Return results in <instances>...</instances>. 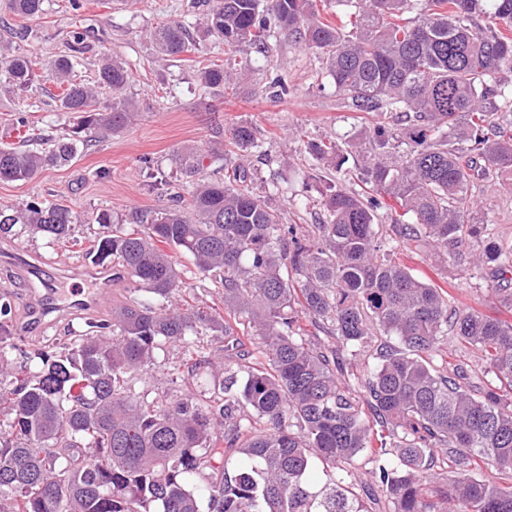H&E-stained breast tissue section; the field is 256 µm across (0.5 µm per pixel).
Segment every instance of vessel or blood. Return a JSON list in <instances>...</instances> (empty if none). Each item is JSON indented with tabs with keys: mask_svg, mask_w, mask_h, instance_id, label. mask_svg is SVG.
<instances>
[{
	"mask_svg": "<svg viewBox=\"0 0 512 512\" xmlns=\"http://www.w3.org/2000/svg\"><path fill=\"white\" fill-rule=\"evenodd\" d=\"M76 276L80 287L71 289L67 295H60L57 280H41L38 287L32 288L26 298L33 319L39 320L54 313L64 311L90 312L109 301L112 295V275L110 271L85 266Z\"/></svg>",
	"mask_w": 512,
	"mask_h": 512,
	"instance_id": "obj_1",
	"label": "vessel or blood"
}]
</instances>
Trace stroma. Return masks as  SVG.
<instances>
[{"instance_id":"35a3bbf8","label":"stroma","mask_w":512,"mask_h":512,"mask_svg":"<svg viewBox=\"0 0 512 512\" xmlns=\"http://www.w3.org/2000/svg\"><path fill=\"white\" fill-rule=\"evenodd\" d=\"M190 2L83 0V8L75 11L69 0H46L42 15L27 18L14 15L7 0H0V32L29 30L24 47L37 60L48 62L65 54L73 33L79 32L96 49L77 70L82 79L93 80L100 54L126 61L133 74L126 93L138 112L133 125L95 143L70 165L47 169L32 180L0 181V204L48 200L70 207L82 218L74 242L66 244H53L20 229L0 234V299L10 300L13 332L30 347L53 345L70 330L110 319L113 305L126 296L123 284H115L109 303L94 313L51 316L34 327L25 295L35 282V272L49 275L85 265L86 243L109 232L96 223L99 212L110 213L117 225L135 209L163 208L175 201L187 206L192 186L176 177L177 155L196 150L204 157L205 176H223L229 131L236 124L248 123L257 131L262 154L253 163L266 184L279 186L276 204L283 222L315 224L321 217L317 193L304 184L309 169L304 142L343 138L358 127L356 113L338 108L334 89L321 74L319 56L278 30L268 41V53L250 54L245 83L221 97L209 94L198 81L199 64L231 61L238 54L204 35ZM173 20L182 21L196 42L195 50L179 61L161 57L149 38L151 28ZM278 75L288 81L289 92L282 99L265 91ZM20 106L29 111L37 132L62 133L65 118L40 86H33ZM148 158L170 178L169 186L152 188L144 165ZM474 192L480 198L496 199L486 220L495 234L512 238V194H503L495 180L478 183ZM397 259L422 282L451 290L459 307L503 316L483 269L442 265L430 251L403 250Z\"/></svg>"}]
</instances>
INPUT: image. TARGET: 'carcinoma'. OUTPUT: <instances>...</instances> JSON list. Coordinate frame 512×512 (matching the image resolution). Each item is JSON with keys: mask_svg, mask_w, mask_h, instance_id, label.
<instances>
[{"mask_svg": "<svg viewBox=\"0 0 512 512\" xmlns=\"http://www.w3.org/2000/svg\"><path fill=\"white\" fill-rule=\"evenodd\" d=\"M44 0H9L22 16ZM332 21L324 12L332 5ZM205 34L264 54L274 30L322 59L340 108L383 120L344 145L311 139L306 153L335 169L356 158L364 188L351 191L319 168L308 172L325 220L285 224L256 192L254 128L231 133L224 178L200 177L204 158L179 157L194 185L186 209L130 214L128 226L96 238L91 262L112 258L129 297L112 320L53 346L26 348L0 304V512H370L349 480L367 457L389 512H512V320L451 305L443 288L418 280L393 255L433 249L446 264L488 270L512 310V239L485 223L488 207L469 186L494 177L512 191V0H192ZM158 52L190 51L180 22L156 26ZM0 39L5 91L20 99L46 78L68 118L57 138L25 134L0 148V180L64 167L91 143L129 126L131 73L107 55L89 83L76 68L93 51L83 34L47 74L21 47ZM225 92L246 69L215 62L197 70ZM105 87L111 99L100 102ZM40 141L29 148L25 142ZM410 222L380 223L382 197ZM81 217L31 200L0 207V233L21 224L53 241L71 239ZM221 286L220 303L182 296L176 255ZM328 325L321 343L302 319ZM222 336L226 355L198 342ZM400 346L354 369L374 332ZM489 358L479 385L460 367L434 364L447 339ZM181 346L177 372H207L212 387L173 395L138 392L135 376L167 370L158 351ZM445 458L448 476L433 472ZM321 466L314 481L309 470ZM497 480L479 476L481 465Z\"/></svg>", "mask_w": 512, "mask_h": 512, "instance_id": "1", "label": "carcinoma"}]
</instances>
